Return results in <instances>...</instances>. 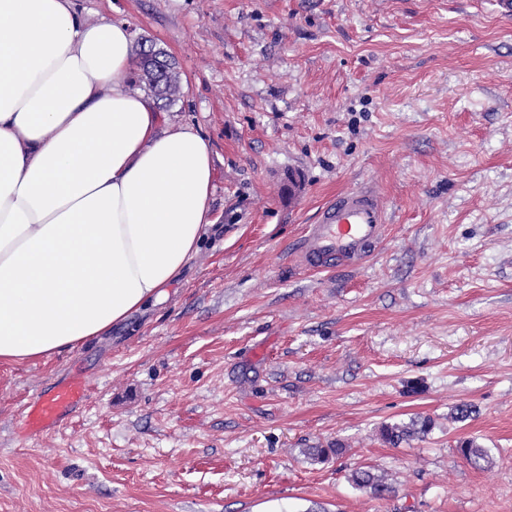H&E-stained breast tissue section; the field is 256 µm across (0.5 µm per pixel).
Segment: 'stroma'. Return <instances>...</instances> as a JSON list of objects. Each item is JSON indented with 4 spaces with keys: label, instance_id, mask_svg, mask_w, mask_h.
I'll list each match as a JSON object with an SVG mask.
<instances>
[{
    "label": "stroma",
    "instance_id": "stroma-1",
    "mask_svg": "<svg viewBox=\"0 0 512 512\" xmlns=\"http://www.w3.org/2000/svg\"><path fill=\"white\" fill-rule=\"evenodd\" d=\"M79 5L178 61L165 114L211 144L214 225L108 335L0 362V512H512V18L494 0ZM361 186L383 242L305 270V225ZM75 377L85 406L22 437L25 404ZM464 402L477 415L452 419ZM418 417L425 438L382 439ZM366 466L390 500L350 483Z\"/></svg>",
    "mask_w": 512,
    "mask_h": 512
}]
</instances>
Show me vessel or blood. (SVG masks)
Here are the masks:
<instances>
[{
  "mask_svg": "<svg viewBox=\"0 0 512 512\" xmlns=\"http://www.w3.org/2000/svg\"><path fill=\"white\" fill-rule=\"evenodd\" d=\"M387 216L372 188L336 194L319 209L301 240V258L308 270L326 272L339 265H359L369 258L385 235ZM87 399L80 380L37 396L23 412L26 435L57 429Z\"/></svg>",
  "mask_w": 512,
  "mask_h": 512,
  "instance_id": "obj_1",
  "label": "vessel or blood"
}]
</instances>
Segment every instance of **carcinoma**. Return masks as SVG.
<instances>
[{
	"label": "carcinoma",
	"instance_id": "carcinoma-1",
	"mask_svg": "<svg viewBox=\"0 0 512 512\" xmlns=\"http://www.w3.org/2000/svg\"><path fill=\"white\" fill-rule=\"evenodd\" d=\"M143 51L139 63V73L135 86L147 91L157 102L159 108L166 109L174 104L183 94V86L178 64L173 56L156 43L148 40L141 42ZM431 430V420L416 419L407 425H387L382 430L386 442L397 446L413 439L424 438ZM342 448H304L303 455L313 464H323L329 454H341ZM457 452L474 466L486 460L487 451L476 439L465 438L458 442ZM351 483L359 489L369 492L374 498L387 501L394 493V488L382 474L370 468L361 467L349 476Z\"/></svg>",
	"mask_w": 512,
	"mask_h": 512
}]
</instances>
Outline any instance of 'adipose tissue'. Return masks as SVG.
<instances>
[{
  "mask_svg": "<svg viewBox=\"0 0 512 512\" xmlns=\"http://www.w3.org/2000/svg\"><path fill=\"white\" fill-rule=\"evenodd\" d=\"M140 54L77 0H0V361L106 334L199 252L212 149L133 89Z\"/></svg>",
  "mask_w": 512,
  "mask_h": 512,
  "instance_id": "adipose-tissue-1",
  "label": "adipose tissue"
}]
</instances>
